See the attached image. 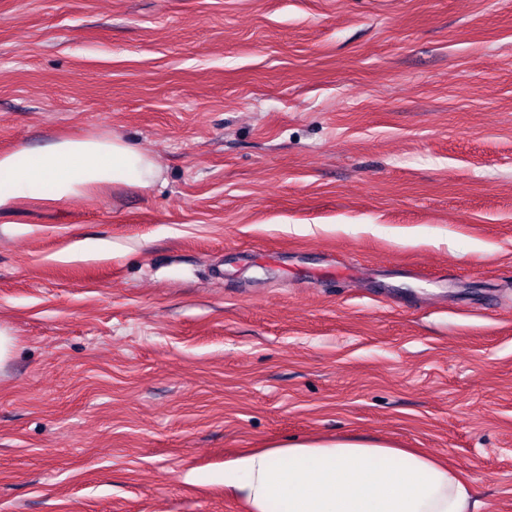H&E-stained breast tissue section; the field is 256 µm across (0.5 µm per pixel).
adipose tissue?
<instances>
[{
  "instance_id": "obj_1",
  "label": "adipose tissue",
  "mask_w": 512,
  "mask_h": 512,
  "mask_svg": "<svg viewBox=\"0 0 512 512\" xmlns=\"http://www.w3.org/2000/svg\"><path fill=\"white\" fill-rule=\"evenodd\" d=\"M156 162L116 137L60 138L0 153V215L111 185L151 186ZM224 485L249 512H479L461 470L419 450L358 436L306 439L242 453Z\"/></svg>"
}]
</instances>
